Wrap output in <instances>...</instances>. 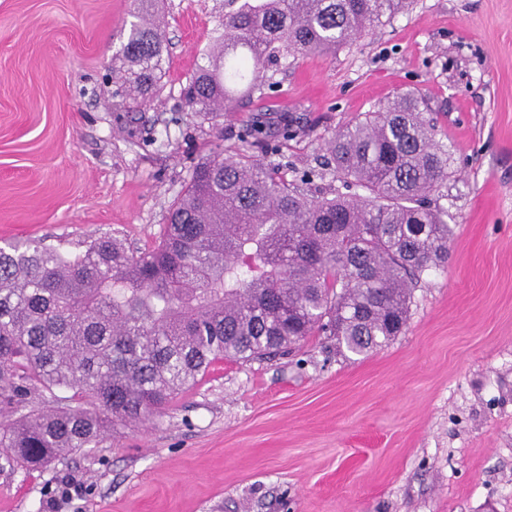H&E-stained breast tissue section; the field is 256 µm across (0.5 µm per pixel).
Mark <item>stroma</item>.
Wrapping results in <instances>:
<instances>
[{"mask_svg":"<svg viewBox=\"0 0 512 512\" xmlns=\"http://www.w3.org/2000/svg\"><path fill=\"white\" fill-rule=\"evenodd\" d=\"M135 7L0 0V246L77 253L116 236L150 249L193 168L241 150L256 120L299 128L251 148L256 160L334 191L325 141L413 91L453 149L432 194L448 260L367 357L314 336L219 359L99 447L40 471L0 454V512H512V0H414L353 46L289 60L216 120L183 89L222 0H156L164 74L146 103L119 76Z\"/></svg>","mask_w":512,"mask_h":512,"instance_id":"stroma-1","label":"stroma"}]
</instances>
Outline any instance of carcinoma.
Returning a JSON list of instances; mask_svg holds the SVG:
<instances>
[{
    "label": "carcinoma",
    "instance_id": "obj_1",
    "mask_svg": "<svg viewBox=\"0 0 512 512\" xmlns=\"http://www.w3.org/2000/svg\"><path fill=\"white\" fill-rule=\"evenodd\" d=\"M137 0L119 56L144 99L162 78L160 30ZM184 89L219 115L231 86L262 87L288 57L334 53L412 0H232ZM422 98L398 95L328 141L342 189L310 198L246 151L197 165L163 235L135 254L99 237L64 254L0 247V451L39 469L162 413L217 359L290 352L310 336L370 353L399 336L419 274L448 260L432 206L451 153ZM366 194H361V191ZM49 394L46 406L34 399Z\"/></svg>",
    "mask_w": 512,
    "mask_h": 512
}]
</instances>
